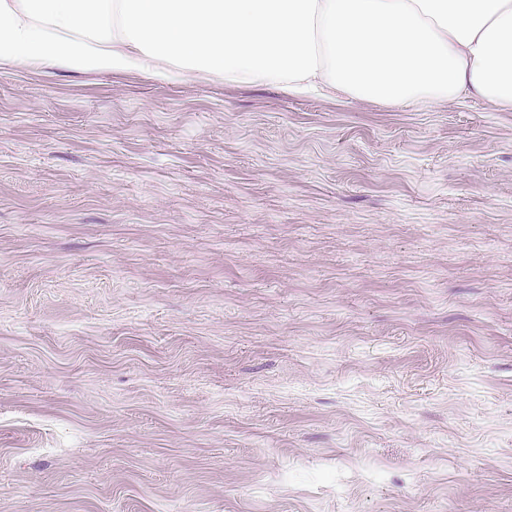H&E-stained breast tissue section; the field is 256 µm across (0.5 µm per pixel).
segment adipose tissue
Segmentation results:
<instances>
[{"mask_svg":"<svg viewBox=\"0 0 512 512\" xmlns=\"http://www.w3.org/2000/svg\"><path fill=\"white\" fill-rule=\"evenodd\" d=\"M0 66L512 110V0H0Z\"/></svg>","mask_w":512,"mask_h":512,"instance_id":"ef3b65f1","label":"adipose tissue"}]
</instances>
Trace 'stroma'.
I'll use <instances>...</instances> for the list:
<instances>
[{
    "label": "stroma",
    "mask_w": 512,
    "mask_h": 512,
    "mask_svg": "<svg viewBox=\"0 0 512 512\" xmlns=\"http://www.w3.org/2000/svg\"><path fill=\"white\" fill-rule=\"evenodd\" d=\"M0 512H512V111L0 70Z\"/></svg>",
    "instance_id": "1"
}]
</instances>
